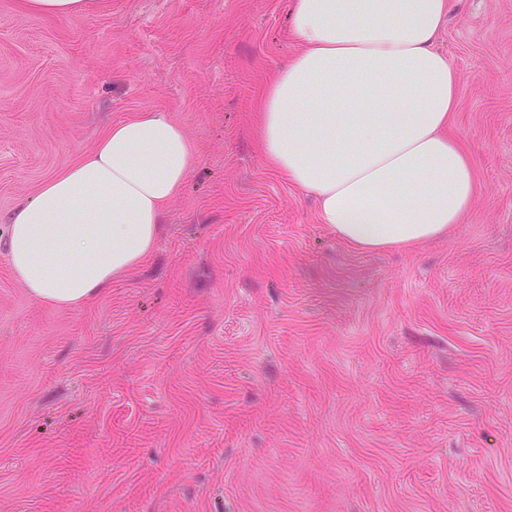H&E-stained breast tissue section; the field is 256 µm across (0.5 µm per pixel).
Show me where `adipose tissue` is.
I'll use <instances>...</instances> for the list:
<instances>
[{"label": "adipose tissue", "mask_w": 512, "mask_h": 512, "mask_svg": "<svg viewBox=\"0 0 512 512\" xmlns=\"http://www.w3.org/2000/svg\"><path fill=\"white\" fill-rule=\"evenodd\" d=\"M455 0H292L301 50L257 112L263 163L318 202L354 248L413 247L463 223L469 155L448 135L458 75L437 47ZM198 161L183 126L142 111L8 217L7 258L35 300L90 301L145 263Z\"/></svg>", "instance_id": "ef3b65f1"}]
</instances>
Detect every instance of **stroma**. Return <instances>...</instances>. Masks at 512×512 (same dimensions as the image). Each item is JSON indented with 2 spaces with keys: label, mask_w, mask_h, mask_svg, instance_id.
<instances>
[{
  "label": "stroma",
  "mask_w": 512,
  "mask_h": 512,
  "mask_svg": "<svg viewBox=\"0 0 512 512\" xmlns=\"http://www.w3.org/2000/svg\"><path fill=\"white\" fill-rule=\"evenodd\" d=\"M290 8L0 0V512H512V0H461L437 44L466 221L374 252L257 151ZM147 110L198 153L153 255L36 301L7 215ZM95 0H19L27 13L66 19L92 9Z\"/></svg>",
  "instance_id": "stroma-1"
}]
</instances>
